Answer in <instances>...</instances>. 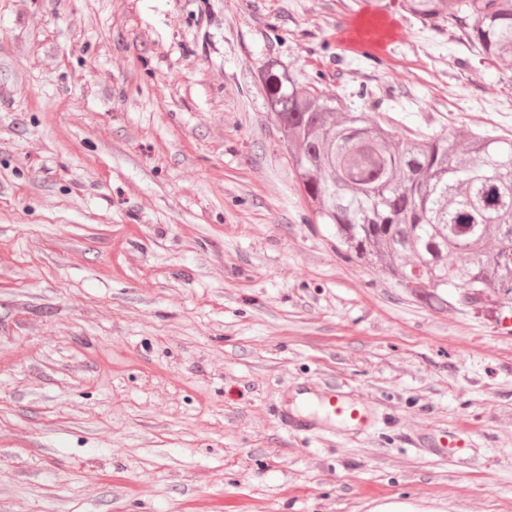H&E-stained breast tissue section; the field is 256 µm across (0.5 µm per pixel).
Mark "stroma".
Masks as SVG:
<instances>
[{
  "mask_svg": "<svg viewBox=\"0 0 512 512\" xmlns=\"http://www.w3.org/2000/svg\"><path fill=\"white\" fill-rule=\"evenodd\" d=\"M270 58L399 137L512 140V68L366 0H0V512H512V312L339 256ZM327 390L376 428L279 423ZM461 427L463 464L413 445Z\"/></svg>",
  "mask_w": 512,
  "mask_h": 512,
  "instance_id": "35a3bbf8",
  "label": "stroma"
}]
</instances>
